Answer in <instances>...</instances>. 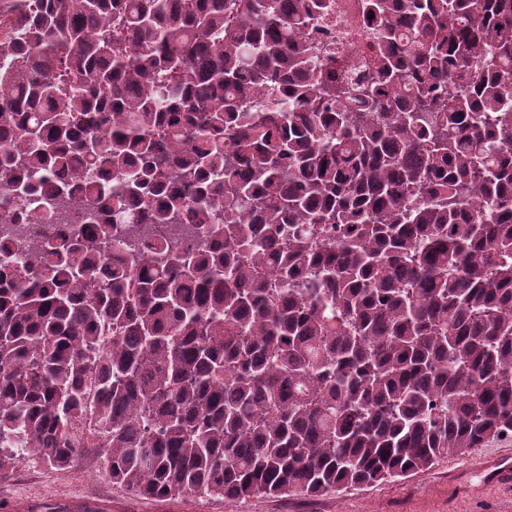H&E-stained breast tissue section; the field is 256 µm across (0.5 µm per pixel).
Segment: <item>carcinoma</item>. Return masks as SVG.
<instances>
[{
	"label": "carcinoma",
	"instance_id": "1",
	"mask_svg": "<svg viewBox=\"0 0 512 512\" xmlns=\"http://www.w3.org/2000/svg\"><path fill=\"white\" fill-rule=\"evenodd\" d=\"M0 0V469L320 496L512 433V0ZM328 1L331 7L308 35L314 61L318 65L328 63L337 78L350 72L367 73L365 56L372 41L365 7L367 0Z\"/></svg>",
	"mask_w": 512,
	"mask_h": 512
}]
</instances>
